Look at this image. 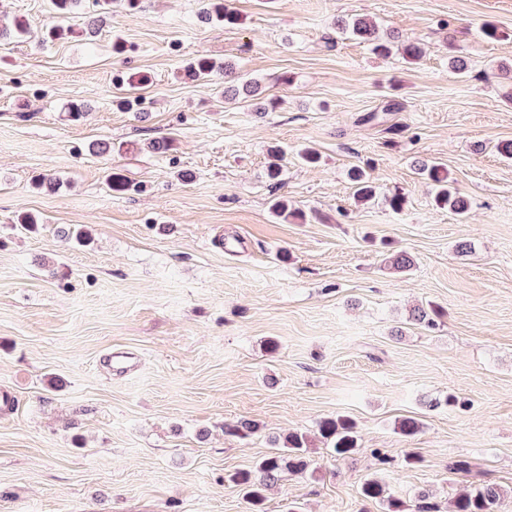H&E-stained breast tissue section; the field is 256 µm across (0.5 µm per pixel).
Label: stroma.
I'll return each mask as SVG.
<instances>
[{"label": "stroma", "instance_id": "35a3bbf8", "mask_svg": "<svg viewBox=\"0 0 512 512\" xmlns=\"http://www.w3.org/2000/svg\"><path fill=\"white\" fill-rule=\"evenodd\" d=\"M228 5L239 22L219 26L201 0H142L92 37L50 0H0L29 28L0 40V512H246L231 475L296 430L316 471L282 475L266 512H381L359 494L371 474L438 512L476 477L512 512V161L497 151L512 141V82L497 70L512 62V0ZM343 15L420 42L423 58L373 53L337 32ZM56 23L68 37L43 42ZM199 56L260 80L273 108L189 77ZM160 137L170 150L148 151ZM100 140L126 148L89 153ZM304 147L317 166L297 160ZM419 158L447 164L468 221L434 205ZM356 168L378 188L365 204ZM115 171L131 191L110 189ZM41 174L61 186H36ZM276 199L303 219L276 218ZM70 225L93 243L61 238ZM390 247L411 270L387 267ZM428 301L445 311L432 330L408 320ZM114 352L133 368L112 371ZM452 391L465 409L443 405ZM336 415L359 426L345 460L317 432ZM408 416L424 421L411 438L397 430ZM241 419L259 431L226 435ZM410 451L420 466H404ZM458 459L472 476L449 472Z\"/></svg>", "mask_w": 512, "mask_h": 512}]
</instances>
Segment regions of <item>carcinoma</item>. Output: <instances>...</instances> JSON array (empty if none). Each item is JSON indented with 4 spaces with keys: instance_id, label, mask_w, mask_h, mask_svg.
Wrapping results in <instances>:
<instances>
[{
    "instance_id": "carcinoma-1",
    "label": "carcinoma",
    "mask_w": 512,
    "mask_h": 512,
    "mask_svg": "<svg viewBox=\"0 0 512 512\" xmlns=\"http://www.w3.org/2000/svg\"><path fill=\"white\" fill-rule=\"evenodd\" d=\"M203 14L207 20L216 19L226 25L237 23L236 14L227 7L225 0H204ZM337 28L344 35L373 45V49L381 55H387L391 51L389 43L376 35L375 25L363 17L340 19L337 21ZM221 69L224 70V96L242 95L255 101L257 110H263L262 103L258 102L262 94L259 82L235 83L232 65L226 63L221 66L212 59L199 58L190 66L192 74L200 79H206ZM416 170L433 186V201L436 207L448 209L462 220L467 219L468 201L454 187V181L446 167L434 160H420L416 164ZM351 179L356 183L358 201L368 202L375 197L376 190L363 170H354ZM442 316L443 311L438 306L427 303L411 309L408 319L416 325L432 329L436 326V319ZM257 431L258 425L251 420H241L225 428L226 434L241 439ZM318 431L336 458L346 459L358 452L356 422L350 417L338 415L325 418L319 422ZM307 448V434L290 433L284 438L281 446L264 456L253 468L238 471L231 476V481L243 491L248 512H265L267 492L282 472H314L307 456ZM359 494L378 503L382 512H408L406 502L389 492L385 484L376 477L364 479L359 487ZM504 496V490L498 486L484 481H474L454 497L449 512H495Z\"/></svg>"
}]
</instances>
